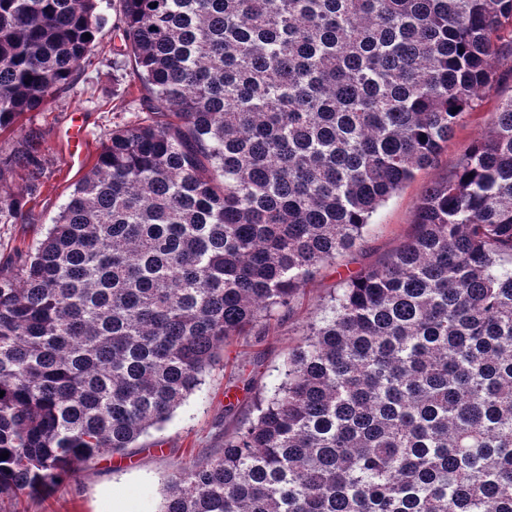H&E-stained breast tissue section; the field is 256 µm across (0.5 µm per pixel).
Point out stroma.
<instances>
[{
	"mask_svg": "<svg viewBox=\"0 0 512 512\" xmlns=\"http://www.w3.org/2000/svg\"><path fill=\"white\" fill-rule=\"evenodd\" d=\"M101 9L109 23L95 55L82 62L73 87L46 110L26 113L19 121V129L38 127L44 132L49 182L29 203L35 223L0 224V266L13 261L17 251L37 246L83 176V169L67 166L69 144H78L86 162H93L112 129L138 117L135 64L119 53V7L105 2ZM509 95L511 79L488 92L478 114L449 141L438 166L419 172L374 215L366 249L347 254L337 267L320 268L292 312L273 321L263 345H251L244 338L225 348L223 362L207 375L201 391L185 400L162 429L141 437L129 449L127 463L119 465L106 456L78 465L73 477L48 494L0 500V512H158L168 480L189 462L210 456L217 428L233 431L239 419L252 416L256 394L265 392L278 375L305 325L321 317L347 273L384 260L406 241L426 188L443 177L475 139L487 134L498 99Z\"/></svg>",
	"mask_w": 512,
	"mask_h": 512,
	"instance_id": "1",
	"label": "stroma"
}]
</instances>
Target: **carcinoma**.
Returning <instances> with one entry per match:
<instances>
[{
    "instance_id": "1",
    "label": "carcinoma",
    "mask_w": 512,
    "mask_h": 512,
    "mask_svg": "<svg viewBox=\"0 0 512 512\" xmlns=\"http://www.w3.org/2000/svg\"><path fill=\"white\" fill-rule=\"evenodd\" d=\"M119 2L146 117L0 271V498L161 428L224 348L363 249L512 57V0ZM97 4L0 0V134L72 86ZM492 125L160 512H512V96ZM47 152L35 127L0 150V184L23 174L0 224L34 221Z\"/></svg>"
}]
</instances>
